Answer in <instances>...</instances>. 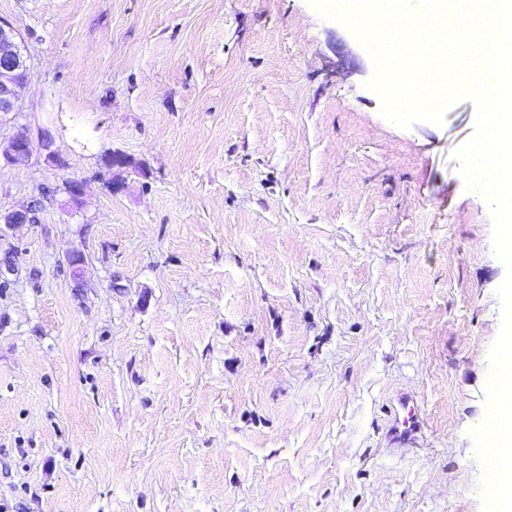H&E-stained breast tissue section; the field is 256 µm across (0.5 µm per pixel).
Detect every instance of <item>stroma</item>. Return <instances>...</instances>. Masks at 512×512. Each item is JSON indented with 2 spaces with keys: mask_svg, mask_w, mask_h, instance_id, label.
Listing matches in <instances>:
<instances>
[{
  "mask_svg": "<svg viewBox=\"0 0 512 512\" xmlns=\"http://www.w3.org/2000/svg\"><path fill=\"white\" fill-rule=\"evenodd\" d=\"M0 19L30 63L0 136L34 146L0 211L35 210L0 228V512H485L506 271L455 157L477 102L390 123L308 0ZM401 393L421 447L383 438Z\"/></svg>",
  "mask_w": 512,
  "mask_h": 512,
  "instance_id": "1",
  "label": "stroma"
}]
</instances>
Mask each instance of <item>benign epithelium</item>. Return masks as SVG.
Masks as SVG:
<instances>
[{
  "mask_svg": "<svg viewBox=\"0 0 512 512\" xmlns=\"http://www.w3.org/2000/svg\"><path fill=\"white\" fill-rule=\"evenodd\" d=\"M19 29L11 23L0 20V112L22 110L23 89L29 66L17 38ZM33 152L32 142L18 136L8 141L0 140V159L12 166L28 164Z\"/></svg>",
  "mask_w": 512,
  "mask_h": 512,
  "instance_id": "benign-epithelium-1",
  "label": "benign epithelium"
}]
</instances>
